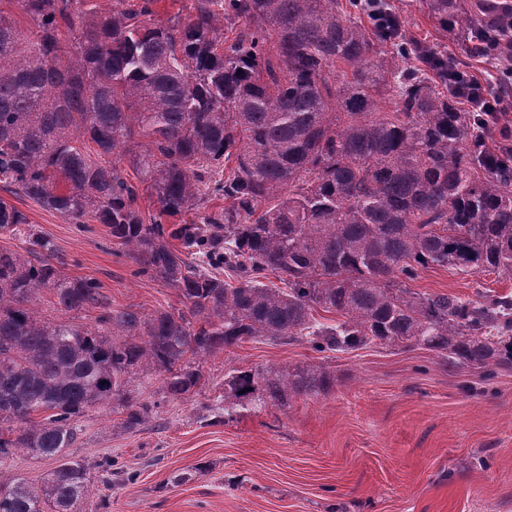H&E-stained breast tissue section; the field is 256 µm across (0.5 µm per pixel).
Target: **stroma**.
<instances>
[{
  "instance_id": "35a3bbf8",
  "label": "stroma",
  "mask_w": 512,
  "mask_h": 512,
  "mask_svg": "<svg viewBox=\"0 0 512 512\" xmlns=\"http://www.w3.org/2000/svg\"><path fill=\"white\" fill-rule=\"evenodd\" d=\"M389 2L415 37L443 42L481 80L495 72L497 60L444 39L420 0ZM9 201L55 244L68 273L100 283L113 308L146 316L182 309L175 289L134 275L106 225L67 223L21 194ZM411 287L473 299L512 293V277L429 267ZM309 364L335 375L330 392L215 415L228 372ZM200 365L201 388L177 400L165 396L157 373L138 371L133 396L153 413L137 428H125L108 404L80 417L71 453L95 470L90 503L103 512H512V368L487 382L471 368L444 370L416 347L319 353L266 339ZM106 457L132 480L104 484L96 467ZM54 467L18 448L0 459V483L21 476L38 489ZM180 474L185 482L175 483Z\"/></svg>"
}]
</instances>
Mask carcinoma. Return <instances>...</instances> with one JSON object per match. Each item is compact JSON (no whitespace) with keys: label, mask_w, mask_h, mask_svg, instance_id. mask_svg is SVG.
Segmentation results:
<instances>
[{"label":"carcinoma","mask_w":512,"mask_h":512,"mask_svg":"<svg viewBox=\"0 0 512 512\" xmlns=\"http://www.w3.org/2000/svg\"><path fill=\"white\" fill-rule=\"evenodd\" d=\"M7 2L27 27L0 8V188L106 225L185 310L108 308L97 281L68 274L0 198V232L23 244L0 250V458L24 448L58 462L39 491L22 477L0 486V512L88 500L89 468L68 453L77 418L112 402L127 427L146 421L151 407L129 391L140 368L175 399L201 386V356L259 338L317 352L421 347L486 377L512 368L511 293L409 287L431 265L512 277V146L489 145L486 122L448 94L447 53L390 39L341 0H194L165 23L157 0L110 13L93 0ZM423 3L466 42L512 10ZM407 58L422 67L398 64ZM142 190L157 205L148 220ZM45 290L62 312L99 310L97 325L37 319ZM332 386L315 366L234 369L214 411L286 407Z\"/></svg>","instance_id":"carcinoma-1"}]
</instances>
